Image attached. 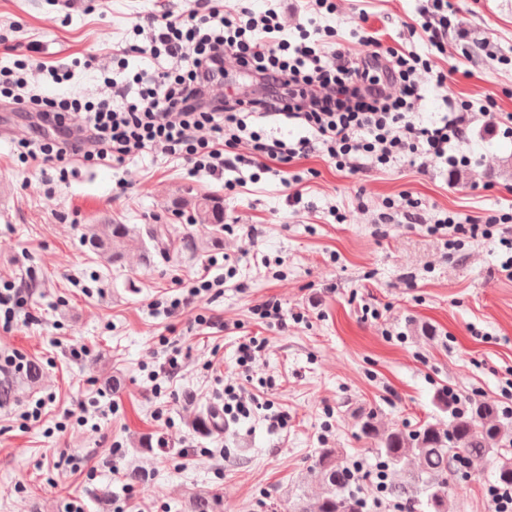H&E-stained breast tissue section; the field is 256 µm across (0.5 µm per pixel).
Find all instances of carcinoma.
I'll list each match as a JSON object with an SVG mask.
<instances>
[{
    "label": "carcinoma",
    "instance_id": "1",
    "mask_svg": "<svg viewBox=\"0 0 512 512\" xmlns=\"http://www.w3.org/2000/svg\"><path fill=\"white\" fill-rule=\"evenodd\" d=\"M175 204L176 211L190 213L193 224H224V207L212 196L181 197ZM82 240L112 265L121 263L131 251L149 257L154 249L168 256L172 252H194L221 244L217 237L201 241L181 234L170 224L154 225L146 240L139 228L111 221L84 225ZM436 404L448 413V425L426 423L406 433L385 428L367 414L360 418L359 429L364 437L375 441L387 468L397 471L411 463L416 465L410 481L389 487L393 497L411 508L422 497L426 512H448L449 457L468 465L491 456L507 444L512 446V424L504 422L496 407L488 402L472 406L467 413L458 412L446 389L436 395ZM312 471L323 487L322 494L313 504L297 498L289 512H361L360 500L352 492L349 466L339 449H318ZM495 473L497 481L512 483V457L497 456Z\"/></svg>",
    "mask_w": 512,
    "mask_h": 512
}]
</instances>
